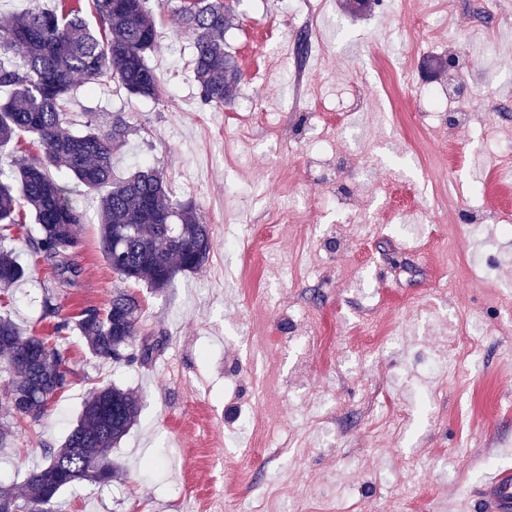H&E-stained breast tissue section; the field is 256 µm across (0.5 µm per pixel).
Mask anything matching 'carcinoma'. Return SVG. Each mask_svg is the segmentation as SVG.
<instances>
[{"label":"carcinoma","instance_id":"carcinoma-1","mask_svg":"<svg viewBox=\"0 0 512 512\" xmlns=\"http://www.w3.org/2000/svg\"><path fill=\"white\" fill-rule=\"evenodd\" d=\"M101 19L92 30L82 16V0H57L46 9L29 0L21 15L0 26V147L22 133L33 136L42 156L7 173L0 169V224L24 227L21 204L34 220L26 237L32 254L58 283L72 284L81 272L76 262L82 214L68 185L50 169L88 191L106 189L101 198L100 247L109 266L129 284L162 291L180 273L194 272L209 259L211 229L190 202L172 198L163 173L145 163L128 178L112 180L117 144L127 133L122 119L108 129L94 115L76 132L64 128L63 105L76 85L95 91L103 79L117 81L129 94L155 99L160 80L149 64L157 47L156 24L147 0H93ZM181 26L193 35L192 70L204 103L222 106L242 79L239 64L224 48V29L232 17L227 0H181ZM30 271L13 246L0 237V291L26 280ZM43 318L62 337L81 333L95 357L118 364L150 362L159 341L144 329L141 301L126 288L112 292L103 307L86 306L74 320L48 296ZM0 364L8 370L0 449L12 444L13 426L44 416L70 384V371L57 345L0 315ZM140 398L112 383L91 389L76 423L60 447L30 471L24 491L0 481V500L14 512H59L58 498L81 481L111 482L118 466L112 448L134 426Z\"/></svg>","mask_w":512,"mask_h":512}]
</instances>
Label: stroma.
Segmentation results:
<instances>
[{
  "label": "stroma",
  "instance_id": "35a3bbf8",
  "mask_svg": "<svg viewBox=\"0 0 512 512\" xmlns=\"http://www.w3.org/2000/svg\"><path fill=\"white\" fill-rule=\"evenodd\" d=\"M486 2L378 0L357 20L353 0H232L224 45L242 80L215 107L200 98L180 0H149L159 97L113 82L67 110L76 128L124 119L116 175L155 164L210 224L213 249L165 291L136 286L144 325L164 338L152 363L99 360L76 331L59 340L71 384L16 428L0 480L22 484L88 391L114 382L141 398L111 453L120 474L65 491L62 512H478L474 486L512 448V179L500 177L512 0ZM320 9L327 46L286 92L280 55ZM455 34L478 118L449 126L417 106L455 86L458 73L433 68ZM75 199L77 281L38 266L7 308L45 336V293L73 316L123 285L101 253L99 193Z\"/></svg>",
  "mask_w": 512,
  "mask_h": 512
}]
</instances>
